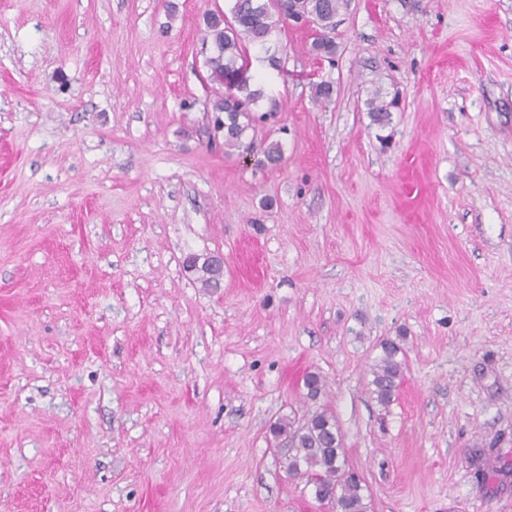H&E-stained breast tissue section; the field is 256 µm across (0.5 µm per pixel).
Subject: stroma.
<instances>
[{
  "label": "stroma",
  "instance_id": "stroma-1",
  "mask_svg": "<svg viewBox=\"0 0 512 512\" xmlns=\"http://www.w3.org/2000/svg\"><path fill=\"white\" fill-rule=\"evenodd\" d=\"M217 4L0 0V512H328L270 432L317 410L370 512H512V0L282 27L275 168L209 141ZM379 90H375L368 101V108L372 121L378 125L386 126L390 124L392 109L397 107L398 101L395 96L387 99ZM400 338L397 340H386L380 344L382 355L371 368L372 379L369 385L372 387L370 393L373 399L382 408L387 409L394 401L404 376V361L399 359L402 354Z\"/></svg>",
  "mask_w": 512,
  "mask_h": 512
}]
</instances>
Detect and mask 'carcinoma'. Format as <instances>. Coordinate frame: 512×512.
Instances as JSON below:
<instances>
[{"label": "carcinoma", "instance_id": "obj_1", "mask_svg": "<svg viewBox=\"0 0 512 512\" xmlns=\"http://www.w3.org/2000/svg\"><path fill=\"white\" fill-rule=\"evenodd\" d=\"M346 0H231L228 10L217 6L203 14L200 28L203 44H211L212 54L205 59L204 85L210 90L205 102L210 112L212 140L224 141V149L236 150L241 155L254 152L253 142L244 141V134L252 123L263 122L281 111V105L270 101V108L258 115L255 107L264 97L255 76L244 78L241 72L251 56V47H263L273 34L281 30L280 24L293 15L317 22L320 34L311 45L316 56L335 55L336 16ZM396 98H387L376 90L368 101L372 121L378 125L390 124ZM283 160L281 144L271 142L258 162L262 168L276 167ZM191 269L198 274L202 287L211 288L218 281V272L207 259L194 257ZM382 355L371 368L369 382L376 403L386 409L394 401L404 376L401 343L386 340L380 344ZM276 436L290 438L291 455L288 472L307 479L314 497L322 502L329 499L337 503L342 512H369L370 504L358 475L346 469L342 439L334 417L325 411L312 413L307 420L294 426L281 419L270 427Z\"/></svg>", "mask_w": 512, "mask_h": 512}]
</instances>
